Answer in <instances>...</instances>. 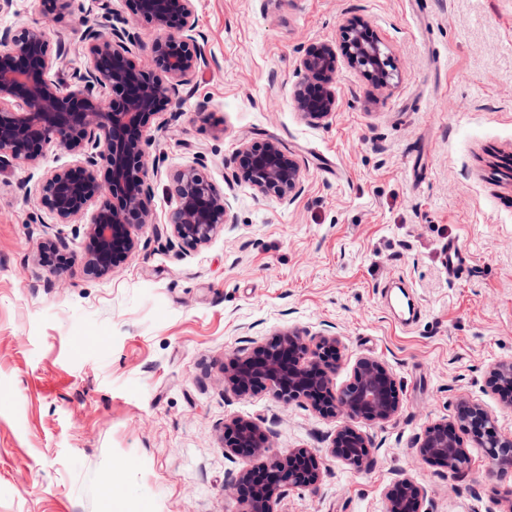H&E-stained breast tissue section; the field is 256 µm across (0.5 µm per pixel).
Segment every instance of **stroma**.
<instances>
[{
	"instance_id": "obj_1",
	"label": "stroma",
	"mask_w": 512,
	"mask_h": 512,
	"mask_svg": "<svg viewBox=\"0 0 512 512\" xmlns=\"http://www.w3.org/2000/svg\"><path fill=\"white\" fill-rule=\"evenodd\" d=\"M208 64L175 113L144 131L156 224L177 205L173 174L204 156L230 202L229 223L194 250L151 230L111 275L89 272L84 237L58 223L38 192L45 172L74 158L48 147L38 166L0 169V512H236L230 481L258 458L225 455L234 417L270 429L275 449L325 451L335 421L309 404L224 390L239 348L287 329L341 340L335 382L362 357L393 369L395 421L362 424L372 466L333 458L317 491L295 489L281 512H385L402 476L424 512H484L512 497L471 437L456 476L427 463L416 439L461 401L491 412L512 436V407L487 385L512 360V0H195ZM95 0H75L51 27L70 45L52 71L71 82L89 66L77 30ZM362 21L394 54L400 77L382 89L348 66L337 109L312 122L297 111L305 49L337 42ZM277 140L299 161L290 204L233 179L245 141ZM64 237L77 259L61 276L41 248ZM471 266L449 279L448 241ZM397 280L419 298L401 326L381 296Z\"/></svg>"
}]
</instances>
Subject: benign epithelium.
<instances>
[{"label": "benign epithelium", "instance_id": "1", "mask_svg": "<svg viewBox=\"0 0 512 512\" xmlns=\"http://www.w3.org/2000/svg\"><path fill=\"white\" fill-rule=\"evenodd\" d=\"M74 0H42L46 20L71 11ZM133 25H85L81 31L91 65L75 73L65 85L52 80L50 71L67 53L56 42L49 53L52 33L48 23L34 22L0 30V168L15 162L35 166L46 146L62 148L77 157L67 168L46 173L39 183L42 205L60 224H83V261L96 275H109L132 254L137 232L152 227L171 247L195 249L227 223L229 202L210 180L203 158L178 170L174 176L178 204L169 227L154 223L148 182L150 143L144 129L161 112L177 105L190 85V76L207 64L200 41L194 0H129ZM146 22L157 32L149 46L154 70L142 68L133 56L141 48L136 25ZM35 56L38 66L21 70L20 58ZM347 65L381 88L398 78L390 49L369 35L359 23L348 20L340 28L339 45L325 43L304 51L299 60L307 82L298 86L295 101L308 120L320 122L336 111L333 83L337 70ZM234 178L249 184L259 195L292 203L302 192L298 160L275 140L244 141L234 157ZM105 175L99 176L100 169ZM67 243L55 238L43 246L51 272L58 275L72 262ZM340 351V340L287 329L264 342L237 350L224 363V390L246 396L260 387L283 405L307 400L325 419H339L325 454L310 448L286 453L272 448L268 431L256 422L236 417L224 423V454L250 448L272 472L274 484L238 496L237 512H278L291 489L317 490L325 469L324 456L362 471L372 445L357 423L384 424L400 411L397 382L392 368L377 357H362L351 380L336 389L333 379L338 362L328 357ZM488 386L502 394L512 407V360L489 367ZM460 428L492 461L512 458V437L499 434L496 420L477 403L459 409ZM419 452L429 462L453 464L455 472L469 465L460 439L448 432V421L426 428ZM402 493H386V512H421L424 493L408 477L397 481Z\"/></svg>", "mask_w": 512, "mask_h": 512}]
</instances>
